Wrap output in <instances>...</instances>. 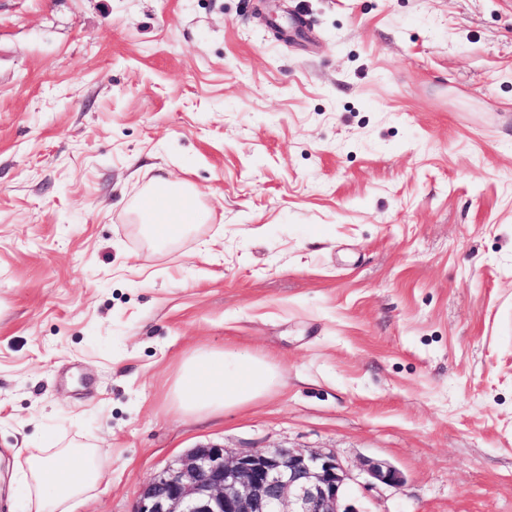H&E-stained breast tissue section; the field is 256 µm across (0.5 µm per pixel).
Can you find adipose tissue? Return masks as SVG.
I'll return each mask as SVG.
<instances>
[{"label":"adipose tissue","mask_w":512,"mask_h":512,"mask_svg":"<svg viewBox=\"0 0 512 512\" xmlns=\"http://www.w3.org/2000/svg\"><path fill=\"white\" fill-rule=\"evenodd\" d=\"M198 192L182 182L162 181L147 192L136 215L147 233L163 243L200 223ZM275 378L265 357L233 350L202 348L178 366L171 396L188 415H209L240 408L263 397ZM30 512H66V502L96 488L104 479L91 449L34 454L25 460Z\"/></svg>","instance_id":"obj_1"}]
</instances>
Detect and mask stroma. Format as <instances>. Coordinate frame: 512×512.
I'll return each mask as SVG.
<instances>
[{
	"label": "stroma",
	"mask_w": 512,
	"mask_h": 512,
	"mask_svg": "<svg viewBox=\"0 0 512 512\" xmlns=\"http://www.w3.org/2000/svg\"><path fill=\"white\" fill-rule=\"evenodd\" d=\"M162 179L205 212L163 245ZM198 347L277 384L183 415ZM209 444L512 512V0H0V512L45 448L106 474L70 512H133ZM199 192L183 182L162 181L153 185L135 212L151 238L163 243L182 235L189 224L202 219L197 205ZM363 471L369 481L372 482L371 485L379 483L394 487L401 483V476L399 472L389 465L371 462L364 466Z\"/></svg>",
	"instance_id": "1"
}]
</instances>
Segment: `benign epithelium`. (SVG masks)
<instances>
[{
	"label": "benign epithelium",
	"mask_w": 512,
	"mask_h": 512,
	"mask_svg": "<svg viewBox=\"0 0 512 512\" xmlns=\"http://www.w3.org/2000/svg\"><path fill=\"white\" fill-rule=\"evenodd\" d=\"M363 471L373 483H401L389 465L371 462ZM353 481L334 454L275 448L229 455L205 445L155 474L133 512H356L342 507Z\"/></svg>",
	"instance_id": "1"
}]
</instances>
